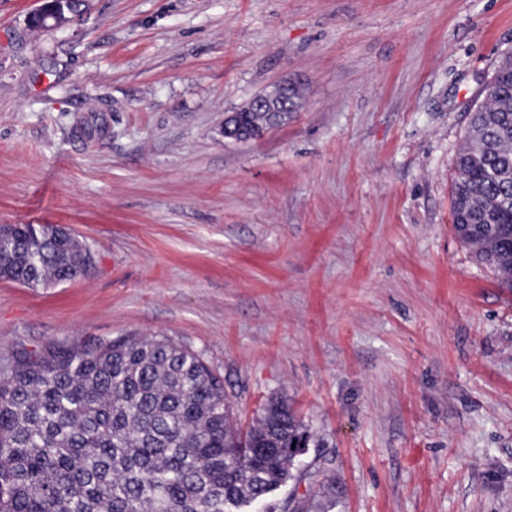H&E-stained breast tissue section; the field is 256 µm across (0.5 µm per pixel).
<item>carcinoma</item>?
<instances>
[{"label":"carcinoma","mask_w":512,"mask_h":512,"mask_svg":"<svg viewBox=\"0 0 512 512\" xmlns=\"http://www.w3.org/2000/svg\"><path fill=\"white\" fill-rule=\"evenodd\" d=\"M268 127L266 112L239 113ZM452 226L512 288V68L496 64L456 159ZM88 247L58 224L0 229V279L38 287L86 272ZM311 432L285 399L242 435L224 384L164 336L53 343L0 363V512H320L323 485L284 505Z\"/></svg>","instance_id":"cac0c4a2"}]
</instances>
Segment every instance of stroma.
Returning <instances> with one entry per match:
<instances>
[{
	"label": "stroma",
	"instance_id": "obj_1",
	"mask_svg": "<svg viewBox=\"0 0 512 512\" xmlns=\"http://www.w3.org/2000/svg\"><path fill=\"white\" fill-rule=\"evenodd\" d=\"M0 0V224L89 270L0 280V362L165 336L239 430L288 400L334 512H512V289L452 227L454 162L512 0ZM288 81L261 137L224 115Z\"/></svg>",
	"mask_w": 512,
	"mask_h": 512
}]
</instances>
